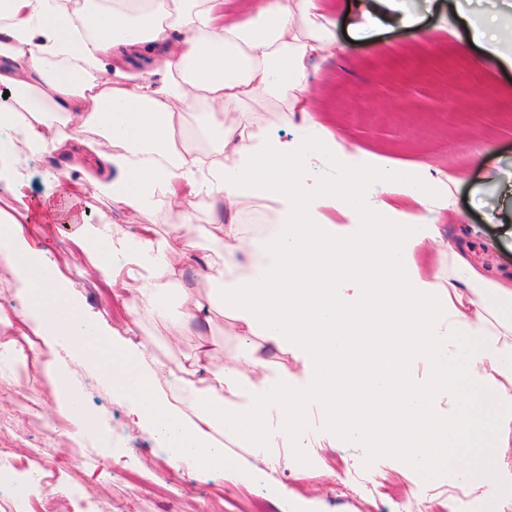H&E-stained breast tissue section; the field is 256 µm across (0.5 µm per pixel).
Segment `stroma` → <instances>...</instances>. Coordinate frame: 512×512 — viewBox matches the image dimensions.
<instances>
[{
    "mask_svg": "<svg viewBox=\"0 0 512 512\" xmlns=\"http://www.w3.org/2000/svg\"><path fill=\"white\" fill-rule=\"evenodd\" d=\"M460 2L408 0L416 21L403 24L390 21L378 0H317L321 13L338 24L337 48L309 67L308 114H296L293 123H275L271 129L288 137L304 135L309 122L317 121L346 150L429 169L448 189L447 209L428 212L443 241L462 246L491 279L511 280L512 198L503 195L501 186L512 180V65L470 42ZM361 104L367 116L350 123L348 111ZM9 170V180H0V210L11 214L26 209L25 237L57 259L62 282L87 317L103 322L116 340L142 344L163 363L191 353L203 337L216 356L236 354L238 337L230 321L218 314L200 334L176 344L152 318L134 322L114 316L103 301L107 283L83 256L71 211L59 196L61 173L75 182L81 171L65 169L49 153L12 160ZM13 182L22 184V199L12 195ZM79 199L90 223L116 224L130 235L139 234L145 224L164 235L181 220L180 211L164 202L134 220L92 192L80 193ZM211 207L207 197L194 201L197 230L183 279L204 303L212 297V284L197 269L211 247ZM489 213L498 214L500 223H487ZM26 376L23 370L10 376L0 372V395L37 407L35 417L16 415L11 425L0 428V449L20 459L29 448H57L49 470L35 462L27 470L39 476L44 490L77 482L86 486L84 498L64 499L63 512H123L135 496L149 500L148 512H401L398 499L403 494L414 500L415 512H512L493 494L459 499V465L477 455L470 445L451 442L438 474L404 479L396 474L399 462L393 455H380L372 467H362V449L347 447L315 421L310 435L320 443L319 455L336 472V480L316 482L298 476L295 467H274L264 455L235 447L227 454L246 472V480L198 476L172 464L148 432L130 424L124 402L102 379L77 368L69 377L71 386L112 434V456L99 461L101 472L114 475L107 486L98 475H78L68 467L78 445L67 436L73 425L59 407L60 380L44 372L30 387Z\"/></svg>",
    "mask_w": 512,
    "mask_h": 512,
    "instance_id": "stroma-1",
    "label": "stroma"
}]
</instances>
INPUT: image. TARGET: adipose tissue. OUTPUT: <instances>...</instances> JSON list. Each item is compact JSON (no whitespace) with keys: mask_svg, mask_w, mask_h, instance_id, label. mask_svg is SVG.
<instances>
[{"mask_svg":"<svg viewBox=\"0 0 512 512\" xmlns=\"http://www.w3.org/2000/svg\"><path fill=\"white\" fill-rule=\"evenodd\" d=\"M217 5L0 0V127L38 152L64 158L76 144L95 152L98 170L85 173V184L130 215L162 200L179 207L182 223L164 238L147 227L135 238L112 224L79 228L99 272L121 261L128 315L155 318L170 336L212 319L211 307L171 287L193 246V197L223 203L203 266L238 352L217 363L203 347L155 366L81 314L57 281V261L26 242L15 218L0 225V262L26 288L14 318L0 324V348L12 350L19 329L60 346L66 361H47L48 373L61 378L73 365L95 372L126 398L156 447L200 475L237 477L229 443L265 453L274 466L301 452L304 472L321 470L306 429L316 416L363 449L364 464L389 453L424 474L441 467L449 436L490 439L492 454L468 489L512 488V281L487 280L459 254L453 279L424 271L436 225L408 223L370 194L379 184L421 206L447 207L424 170L353 158L320 125L292 139L262 126L259 111L277 113L284 126L307 111L310 60L336 46L334 23L315 0H252L247 15L228 18ZM469 37L512 63L505 10L470 22ZM117 55L150 56L163 83L112 70ZM196 110L202 119L191 131L184 115ZM99 132L109 150H97ZM323 166L331 176H319ZM264 202L275 205L278 223L247 234L243 210ZM329 207L362 221L350 230L327 223ZM271 346L289 353L294 369L269 376ZM161 374L187 402L158 391ZM460 382L472 394L447 411Z\"/></svg>","mask_w":512,"mask_h":512,"instance_id":"ef3b65f1","label":"adipose tissue"}]
</instances>
